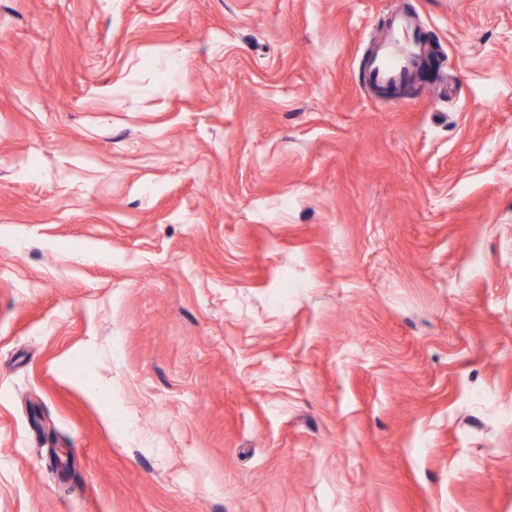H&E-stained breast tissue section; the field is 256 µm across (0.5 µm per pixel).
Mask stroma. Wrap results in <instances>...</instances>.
I'll return each mask as SVG.
<instances>
[{"label":"stroma","mask_w":512,"mask_h":512,"mask_svg":"<svg viewBox=\"0 0 512 512\" xmlns=\"http://www.w3.org/2000/svg\"><path fill=\"white\" fill-rule=\"evenodd\" d=\"M0 512H512V0H0ZM390 35L377 49L365 68V78L377 85L406 81L417 66L422 49L413 16L407 12L395 15L390 22Z\"/></svg>","instance_id":"35a3bbf8"}]
</instances>
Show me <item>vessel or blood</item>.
Instances as JSON below:
<instances>
[{
    "instance_id": "b4317fda",
    "label": "vessel or blood",
    "mask_w": 512,
    "mask_h": 512,
    "mask_svg": "<svg viewBox=\"0 0 512 512\" xmlns=\"http://www.w3.org/2000/svg\"><path fill=\"white\" fill-rule=\"evenodd\" d=\"M421 49L412 15L406 12L395 15L387 40L378 47L365 68L366 80L377 85L406 81L417 66Z\"/></svg>"
}]
</instances>
